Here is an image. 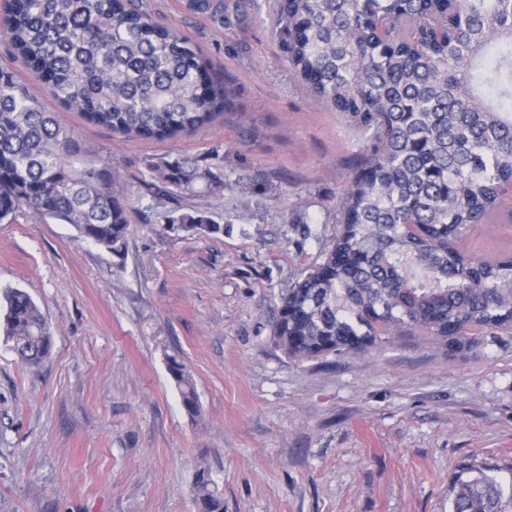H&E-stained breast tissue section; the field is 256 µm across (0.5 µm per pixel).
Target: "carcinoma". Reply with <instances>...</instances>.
Here are the masks:
<instances>
[{
  "label": "carcinoma",
  "instance_id": "carcinoma-1",
  "mask_svg": "<svg viewBox=\"0 0 512 512\" xmlns=\"http://www.w3.org/2000/svg\"><path fill=\"white\" fill-rule=\"evenodd\" d=\"M190 8L224 19L223 0ZM276 18L291 68L371 147L338 204L341 228L323 262L279 293L275 346L303 360L396 333L445 344L512 333V261L499 254L476 265L462 247L471 230L512 222V0H277ZM0 22L12 57L51 97L114 132L171 137L228 102L189 42L136 0H6ZM149 170L181 192L223 186L192 159ZM22 212L124 256L130 221L109 160L0 66V221ZM167 223L224 232L197 213ZM4 301L5 343L39 366L52 349L46 317L23 290ZM168 371L197 417L190 370L171 358ZM194 493L198 512H224L208 468ZM451 512H512V485L480 470Z\"/></svg>",
  "mask_w": 512,
  "mask_h": 512
}]
</instances>
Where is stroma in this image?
<instances>
[{"label":"stroma","instance_id":"obj_1","mask_svg":"<svg viewBox=\"0 0 512 512\" xmlns=\"http://www.w3.org/2000/svg\"><path fill=\"white\" fill-rule=\"evenodd\" d=\"M137 2L232 97L205 127L145 141L41 94L111 159L131 231L120 259L67 224L0 221V293L26 291L53 336L35 369L0 339V512H195L202 467L224 512H448L476 470L512 480V335L389 336L312 360L271 340L279 291L320 263L367 149L288 64L274 0H224L220 22L188 0ZM183 158L209 160L223 189L152 196L149 164ZM164 212L224 231L169 228ZM171 356L192 371L197 420Z\"/></svg>","mask_w":512,"mask_h":512}]
</instances>
